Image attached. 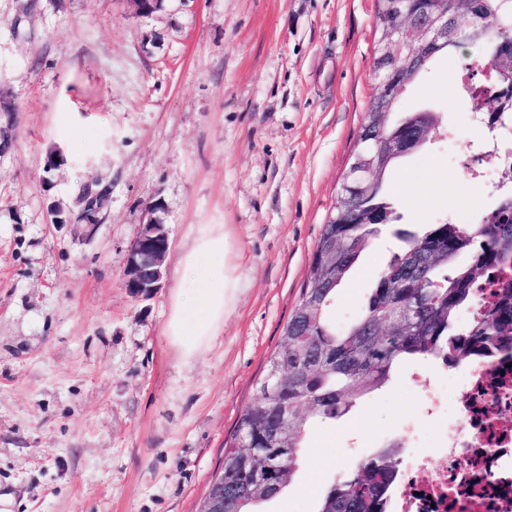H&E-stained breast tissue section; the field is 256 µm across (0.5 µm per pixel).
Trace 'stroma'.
I'll use <instances>...</instances> for the list:
<instances>
[{
    "instance_id": "stroma-1",
    "label": "stroma",
    "mask_w": 512,
    "mask_h": 512,
    "mask_svg": "<svg viewBox=\"0 0 512 512\" xmlns=\"http://www.w3.org/2000/svg\"><path fill=\"white\" fill-rule=\"evenodd\" d=\"M375 0H0V512H197L224 442L255 397L299 300L311 254L376 86ZM473 49L440 55L401 97L439 130L388 176L406 229L476 223L493 201L462 160L501 175L467 129L457 91ZM63 164L45 172L49 151ZM111 185L98 222L77 223L81 189ZM164 205L170 248L148 299L122 286L147 208ZM220 224L238 293L193 357L164 333L194 230ZM400 250L378 225L335 303L337 329L362 310ZM466 360L402 363L391 383L315 426L288 492L266 512H316L358 458L395 439L400 471L450 409L429 413Z\"/></svg>"
}]
</instances>
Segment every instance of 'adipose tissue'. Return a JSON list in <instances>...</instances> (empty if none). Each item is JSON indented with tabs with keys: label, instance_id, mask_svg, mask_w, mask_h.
<instances>
[{
	"label": "adipose tissue",
	"instance_id": "ef3b65f1",
	"mask_svg": "<svg viewBox=\"0 0 512 512\" xmlns=\"http://www.w3.org/2000/svg\"><path fill=\"white\" fill-rule=\"evenodd\" d=\"M237 290V281L225 269H215L204 288H196L194 276H186L183 290L173 297L172 309L165 330L182 349L185 355H193L208 345L218 335L224 324V313L231 304ZM203 311L202 317L192 330H185L183 317L189 305Z\"/></svg>",
	"mask_w": 512,
	"mask_h": 512
}]
</instances>
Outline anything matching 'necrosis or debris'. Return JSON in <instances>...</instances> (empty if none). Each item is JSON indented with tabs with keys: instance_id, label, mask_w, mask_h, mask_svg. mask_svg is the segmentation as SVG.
<instances>
[{
	"instance_id": "1",
	"label": "necrosis or debris",
	"mask_w": 512,
	"mask_h": 512,
	"mask_svg": "<svg viewBox=\"0 0 512 512\" xmlns=\"http://www.w3.org/2000/svg\"><path fill=\"white\" fill-rule=\"evenodd\" d=\"M427 474L392 494L388 512H512V366L470 360L455 422L436 448H420Z\"/></svg>"
}]
</instances>
